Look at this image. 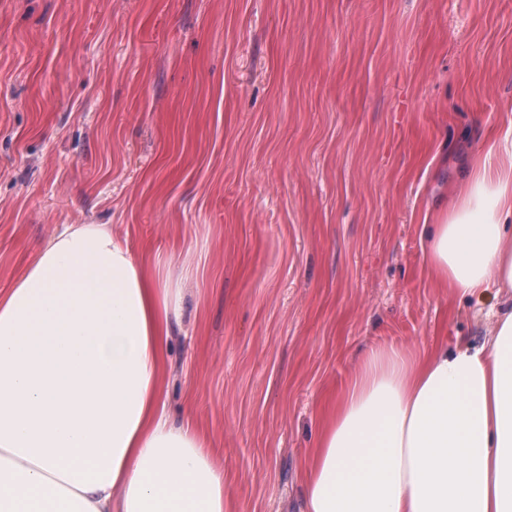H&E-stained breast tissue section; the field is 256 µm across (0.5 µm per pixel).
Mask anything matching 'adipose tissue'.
Returning a JSON list of instances; mask_svg holds the SVG:
<instances>
[{
    "label": "adipose tissue",
    "mask_w": 512,
    "mask_h": 512,
    "mask_svg": "<svg viewBox=\"0 0 512 512\" xmlns=\"http://www.w3.org/2000/svg\"><path fill=\"white\" fill-rule=\"evenodd\" d=\"M424 224L440 286L505 295L481 344L371 347L320 413L304 512H512V127ZM183 288L67 224L0 290V512H231L164 397Z\"/></svg>",
    "instance_id": "obj_1"
}]
</instances>
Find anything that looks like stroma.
<instances>
[{"mask_svg":"<svg viewBox=\"0 0 512 512\" xmlns=\"http://www.w3.org/2000/svg\"><path fill=\"white\" fill-rule=\"evenodd\" d=\"M511 123L512 0H0V290L62 224L169 259L172 416L298 512L365 350L491 329L421 229Z\"/></svg>","mask_w":512,"mask_h":512,"instance_id":"1","label":"stroma"}]
</instances>
